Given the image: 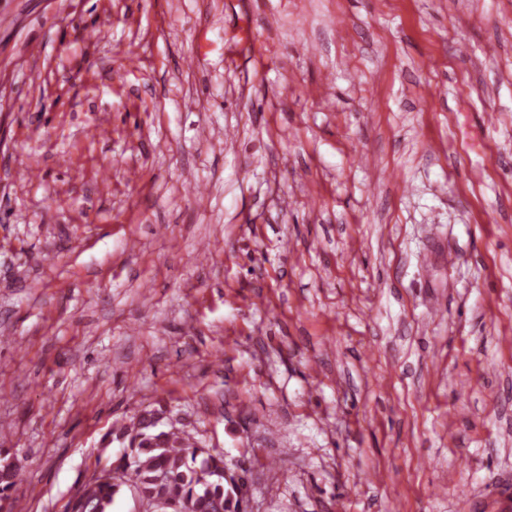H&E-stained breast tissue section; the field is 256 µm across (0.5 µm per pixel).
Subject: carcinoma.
Segmentation results:
<instances>
[{
  "instance_id": "cac0c4a2",
  "label": "carcinoma",
  "mask_w": 512,
  "mask_h": 512,
  "mask_svg": "<svg viewBox=\"0 0 512 512\" xmlns=\"http://www.w3.org/2000/svg\"><path fill=\"white\" fill-rule=\"evenodd\" d=\"M162 417L141 413L118 429L128 440L111 464L94 473L67 502L65 512H111L125 487L144 512H246L240 485L248 472H228L224 454L202 448L183 432L161 428ZM10 466L0 468V501L11 498Z\"/></svg>"
}]
</instances>
